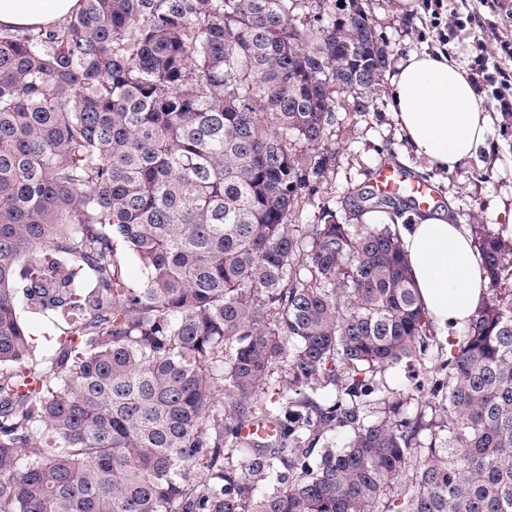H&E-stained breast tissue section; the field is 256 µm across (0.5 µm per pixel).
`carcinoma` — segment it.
Segmentation results:
<instances>
[{"label": "carcinoma", "mask_w": 512, "mask_h": 512, "mask_svg": "<svg viewBox=\"0 0 512 512\" xmlns=\"http://www.w3.org/2000/svg\"><path fill=\"white\" fill-rule=\"evenodd\" d=\"M387 64L362 0H80L0 30V512H512V228L468 225L488 292L443 344L411 198L293 223L336 89L364 112ZM19 283L62 317L79 297L40 363ZM434 348L421 446L376 376Z\"/></svg>", "instance_id": "cac0c4a2"}]
</instances>
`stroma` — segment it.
Returning a JSON list of instances; mask_svg holds the SVG:
<instances>
[{"instance_id": "obj_1", "label": "stroma", "mask_w": 512, "mask_h": 512, "mask_svg": "<svg viewBox=\"0 0 512 512\" xmlns=\"http://www.w3.org/2000/svg\"><path fill=\"white\" fill-rule=\"evenodd\" d=\"M364 6L376 33L388 46V66L368 111L348 110L346 94H339L336 123L328 140L336 165L323 184L307 193L298 223H315L321 204L340 206L346 189L372 185L386 161L428 181L436 192L437 205L447 210L454 223L492 228L512 225V117L498 111L491 88H475L488 117L487 142L450 172L427 169L424 158L405 139L390 111L391 81L400 59L413 52L439 53L462 72H469L477 55L497 56L499 42L493 31L512 29V0H504V12L496 14V28L470 21L454 28L445 40L432 31L426 11L401 13L398 0H364ZM443 361V356L435 355L416 368L401 364L385 371L382 380L390 389L411 395L444 378Z\"/></svg>"}]
</instances>
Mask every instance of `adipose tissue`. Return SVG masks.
I'll list each match as a JSON object with an SVG mask.
<instances>
[{"mask_svg":"<svg viewBox=\"0 0 512 512\" xmlns=\"http://www.w3.org/2000/svg\"><path fill=\"white\" fill-rule=\"evenodd\" d=\"M79 0H0V27L21 29L65 21ZM393 118L430 168L454 170L484 145L486 117L472 84L444 55L412 53L392 83ZM412 283L439 338L463 327L486 286L465 225L444 213L401 227Z\"/></svg>","mask_w":512,"mask_h":512,"instance_id":"obj_1","label":"adipose tissue"}]
</instances>
